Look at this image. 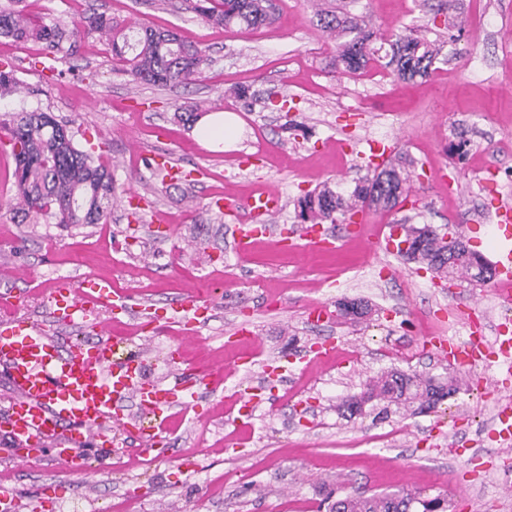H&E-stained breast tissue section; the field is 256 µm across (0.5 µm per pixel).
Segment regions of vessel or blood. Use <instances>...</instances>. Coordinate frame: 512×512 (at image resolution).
<instances>
[{"mask_svg": "<svg viewBox=\"0 0 512 512\" xmlns=\"http://www.w3.org/2000/svg\"><path fill=\"white\" fill-rule=\"evenodd\" d=\"M218 211L235 216L231 231L238 250L248 249L265 233L266 218L278 206L268 194L241 199L224 196L216 199ZM301 236L322 251L336 248V237L320 224L302 226ZM491 265L496 293L512 288V246L495 252ZM54 318L70 326L87 323L95 308L131 316L133 296L114 289L111 280L84 278L74 281L59 278L48 298ZM202 316L195 297L175 305L168 322L197 323ZM83 345L69 338L50 334L13 318L0 319V370L6 371L11 392L10 404L0 415L13 443L15 457L28 463L49 443H56L55 457L67 475H90L84 450L90 444L104 448L122 445L142 453L149 452L164 439L163 417L168 411L194 407L207 377L190 369L178 370L163 382L145 379L140 353L121 349L104 324ZM439 358L465 368L484 358L496 362L504 378H512V332L500 331L493 348L473 343L461 345L447 337L431 339ZM134 402L146 416V423L124 424L127 402ZM493 433L503 444L512 443V404H501Z\"/></svg>", "mask_w": 512, "mask_h": 512, "instance_id": "vessel-or-blood-1", "label": "vessel or blood"}]
</instances>
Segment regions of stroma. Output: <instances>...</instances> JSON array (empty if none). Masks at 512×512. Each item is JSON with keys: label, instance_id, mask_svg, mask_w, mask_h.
Wrapping results in <instances>:
<instances>
[{"label": "stroma", "instance_id": "obj_1", "mask_svg": "<svg viewBox=\"0 0 512 512\" xmlns=\"http://www.w3.org/2000/svg\"><path fill=\"white\" fill-rule=\"evenodd\" d=\"M270 25L242 31L219 28L182 10L180 0H24L26 12L70 30L92 12L124 25L174 29L213 59L188 87H154L122 73L97 38L66 39L49 54L41 43L0 39V64L19 81L0 98V111L51 113L68 123L77 144L102 141L117 205L106 224L64 229L50 221L23 222L10 210L14 163L0 153V256L13 267L0 274V293H21L17 316L49 324L44 302L52 279L94 275L137 297L147 322L167 304L198 296L213 308L193 336L179 327L157 334L149 349H179V364L200 373L222 371L199 406L175 410L166 441L145 456L87 453L96 475L61 483L51 457L29 465L12 459L0 434V489L12 490L21 512H43L54 491L59 512H317L328 491L340 494L405 488L441 493L455 512H512V475L490 434L496 401L484 387L496 372L467 371L438 358L426 337L467 333L474 301L488 313L486 338L503 322L497 296L468 283L451 285L398 254H373L353 225L376 234L403 219L447 232L462 225L469 247L491 256L498 241L495 213L512 204V182L491 173L512 167V0H274ZM363 17L377 39L411 32L445 40L444 61L424 79L405 80L390 68L345 73L334 65L336 41L313 20L320 10ZM236 86L288 97L287 111L229 97ZM234 116L232 141L202 140L197 124L177 121ZM469 140L470 164L452 144ZM392 144L420 172L408 199L391 210L358 213L355 224L335 223L334 253L306 242L279 248L259 240L238 251L223 215L208 207L212 193L232 186L246 195L278 193L283 208L276 235L299 228L297 199L329 183L350 193L370 176V143ZM192 173L171 183L158 159ZM141 196L140 218L129 221L127 199ZM348 299L368 303L357 325H313L309 306ZM260 343L252 376L233 369L247 344L230 343L239 328ZM332 339L331 358H315ZM454 378L457 390L431 412L375 411L352 419L337 407L363 393L381 373ZM260 389L252 426L240 427L236 392L244 379ZM197 464L187 474L183 457Z\"/></svg>", "mask_w": 512, "mask_h": 512}]
</instances>
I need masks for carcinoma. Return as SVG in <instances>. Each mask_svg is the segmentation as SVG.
Segmentation results:
<instances>
[{
  "label": "carcinoma",
  "instance_id": "1",
  "mask_svg": "<svg viewBox=\"0 0 512 512\" xmlns=\"http://www.w3.org/2000/svg\"><path fill=\"white\" fill-rule=\"evenodd\" d=\"M187 9L205 21L228 29H250L273 21L271 0H185ZM317 26L324 32H336L349 40L336 49V69L356 73L376 60L379 49L373 46L374 32L365 20L339 16L334 11L317 14ZM73 34L86 38L103 37L116 58L133 80L154 86H187L200 79L211 65L206 50L185 43L172 30L133 28L118 24L103 13L80 18ZM0 37L14 41H38L51 49H59L63 32L56 26L25 18L15 10L0 9ZM444 43L408 34H397L392 41L389 64L398 75L413 80L426 78L442 56ZM0 129L8 138L14 161V186L24 217L53 219L64 226L106 223L112 214L113 178L109 166L102 162L103 145L87 143L78 148L74 134L48 112L25 108L0 120ZM410 189L405 168L388 162L369 179L358 182L344 196L325 183L306 194L298 202L300 217L335 222L351 219L358 203L372 198L374 202L393 208L399 196ZM408 235H419L413 241L415 260L427 264L435 273L467 281L472 286L481 281V269L487 266L476 252L447 264L436 262L443 246L438 233L426 234L425 228H405ZM455 390L453 381L434 377L406 376L399 371L382 375L368 385L359 397L343 401L339 409L346 417L360 416L364 406L373 400L430 408ZM329 512H448V498L443 495L424 497L419 492L399 489L372 495H339L328 506Z\"/></svg>",
  "mask_w": 512,
  "mask_h": 512
}]
</instances>
